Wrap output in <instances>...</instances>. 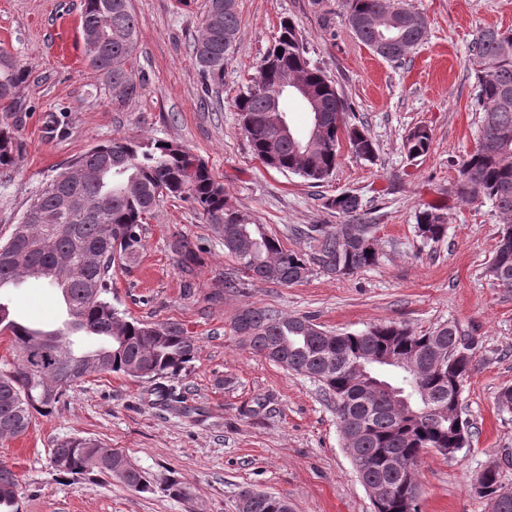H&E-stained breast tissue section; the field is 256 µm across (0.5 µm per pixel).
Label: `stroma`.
I'll use <instances>...</instances> for the list:
<instances>
[{
    "mask_svg": "<svg viewBox=\"0 0 512 512\" xmlns=\"http://www.w3.org/2000/svg\"><path fill=\"white\" fill-rule=\"evenodd\" d=\"M132 4L140 28L133 68L143 89L120 99L85 60L83 0H0V48L28 73L21 109L8 118L18 154L16 169L0 182V239L69 161L114 137L149 136L187 145L236 208L285 248L308 255L313 241L294 228L339 223L325 201L357 195L377 227L379 260L341 279L315 268L296 285L256 283L230 292L223 281L236 274V262L187 203L165 200L135 264L113 269L110 300L127 318L175 321L195 337L197 355L174 381L189 411L153 405L150 384L121 375L94 373L73 384L52 415L0 440V463L19 481L21 512H238L244 488L282 497L293 512H374L318 385L258 355L233 332L235 315L248 305L310 316L333 333L388 322L423 333L456 323L473 342L461 393L470 442L451 458L435 451L420 457V512H487L473 488L476 475L494 465L512 483V412L497 403L512 386V293L485 275L500 218L488 200L460 199L457 169L481 125L469 46L483 27L512 29V0H403L427 30L402 61L360 42L345 20L344 0H236L240 38L223 87L210 95L192 56L207 0ZM286 18L376 144L370 162L342 145L335 171L317 186L257 159L235 108ZM52 113L64 126L51 134ZM418 125L428 127L432 142L427 154L412 158L403 142ZM430 205L447 215V234L436 243L414 228L416 211ZM176 234L205 249L189 280L169 249ZM0 299L33 327L53 329L63 319L60 293L40 281L2 289ZM71 436L120 449L151 475L176 472L191 499L141 495L106 477L56 475L51 450Z\"/></svg>",
    "mask_w": 512,
    "mask_h": 512,
    "instance_id": "35a3bbf8",
    "label": "stroma"
}]
</instances>
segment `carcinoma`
<instances>
[{
	"instance_id": "1",
	"label": "carcinoma",
	"mask_w": 512,
	"mask_h": 512,
	"mask_svg": "<svg viewBox=\"0 0 512 512\" xmlns=\"http://www.w3.org/2000/svg\"><path fill=\"white\" fill-rule=\"evenodd\" d=\"M225 0H208L192 48L199 71L215 85L224 82V65L240 34L237 10L224 9ZM346 20L358 39L370 47L379 33L355 25L360 18L379 16L387 0H345ZM82 35L94 41L85 48L89 66L124 98L139 94L143 79L129 68L140 45L131 0H84ZM476 101L482 114L475 150L458 167L461 193L484 197L503 219L494 255L512 245V30L482 29L469 48ZM310 89L323 116L319 138L310 132L279 136L275 109L288 111L294 92L282 87L283 76ZM26 70L0 49V112L16 109ZM241 131L253 153L265 165L288 171L318 184L336 168L341 135L357 156L375 158V144L363 126L344 120L348 103L322 70L307 57L295 22L285 19L280 34L262 60L257 75L235 102ZM431 134L414 127L405 141L408 156L428 152ZM16 163L14 136L0 125V170ZM85 169L80 192L92 208L84 214L59 208L47 181L31 199L20 221L0 242V289L24 280L43 281L70 297L65 330L46 331L10 318L0 302V328L12 335L18 362L0 371V439L25 434L36 416L52 414L67 387L85 376L115 373L153 382L181 374L198 351L194 337L178 322L129 320L108 300L111 271L133 264L143 248V215H150L165 197L179 198L208 224L211 232L238 264L235 279L224 287L237 290L251 282L289 286L303 282L316 265L328 275H348L378 262L376 225L356 221L362 204L344 192L325 202L341 224H312L298 234L316 243L308 256L282 247L263 226L233 207L224 184L189 148L177 141L153 137H116L74 158L57 173ZM419 237L437 242L447 234L445 213L435 207L415 214ZM170 250L181 272L189 275L202 263V248L185 235L174 237ZM486 276L512 291V258L490 260ZM246 322V344L268 360L316 382L333 403L345 447L354 448L364 468L357 470L364 486L394 492L385 512H419V483L408 470L420 450L444 448L453 457L469 444L470 424L463 418L457 396L472 369L473 357H448L462 337L455 324L425 333L402 325H374L361 333L331 334L307 316L246 306L233 320L234 332ZM75 334L96 340L83 352ZM365 366V372L358 366ZM155 403L183 411L181 397L167 386L152 389ZM98 441L66 437L51 449L53 469L62 476L98 474L114 478L138 493L161 490L177 499L191 497V488L174 473L152 476L125 454L99 456ZM0 512H19L14 472L0 465ZM245 512H290L288 502L259 492Z\"/></svg>"
}]
</instances>
